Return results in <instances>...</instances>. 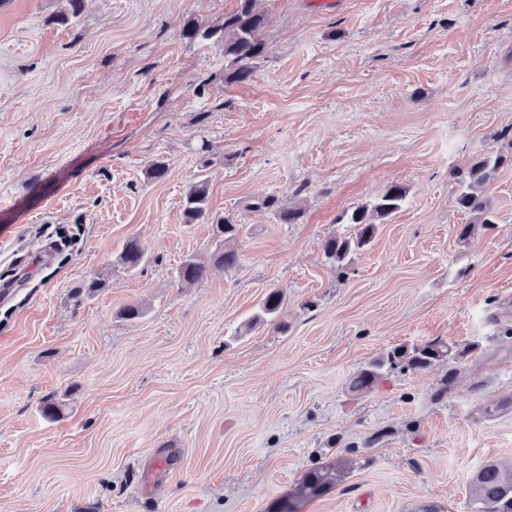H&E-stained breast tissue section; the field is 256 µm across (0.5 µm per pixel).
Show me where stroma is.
I'll list each match as a JSON object with an SVG mask.
<instances>
[{
    "mask_svg": "<svg viewBox=\"0 0 512 512\" xmlns=\"http://www.w3.org/2000/svg\"><path fill=\"white\" fill-rule=\"evenodd\" d=\"M64 3L0 0V512H470L469 476L512 465V405L483 413L512 402V164L465 242L452 173L512 154V0H261L243 84L181 35L237 0H85L51 24ZM201 174L239 263L184 286L183 259L220 246L182 218ZM392 182L402 208L337 277L338 216ZM268 195L302 222L254 209ZM131 237L147 260L127 273ZM274 288L280 312L246 329ZM439 339L473 351L350 391ZM322 468L334 482L298 498ZM144 262H146V249L136 237L128 238L124 242L115 260V263L127 272H136Z\"/></svg>",
    "mask_w": 512,
    "mask_h": 512,
    "instance_id": "stroma-1",
    "label": "stroma"
}]
</instances>
